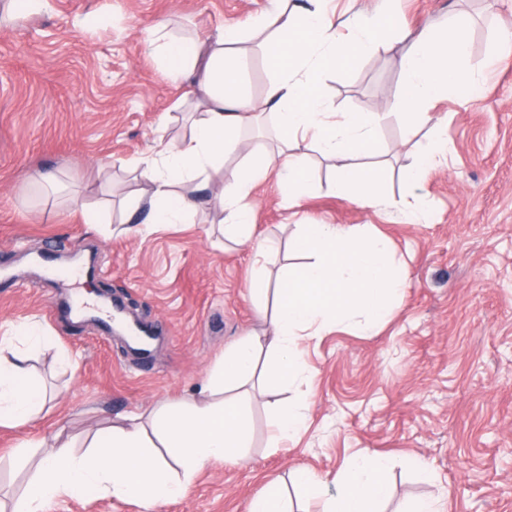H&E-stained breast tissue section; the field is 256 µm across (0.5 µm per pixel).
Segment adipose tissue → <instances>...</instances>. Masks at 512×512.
<instances>
[{
	"mask_svg": "<svg viewBox=\"0 0 512 512\" xmlns=\"http://www.w3.org/2000/svg\"><path fill=\"white\" fill-rule=\"evenodd\" d=\"M320 2L309 0L289 11L276 9L257 21L272 36L265 60L274 77L264 105L273 111L280 133V147L274 153L239 137L240 128L253 120L256 106L242 91L245 63L234 50L238 32L221 30L203 41L182 40L171 37L165 24L154 27L147 49L172 79L190 81L195 118L189 136L168 143L157 155L133 159V170L144 187L127 199L131 213L146 211L151 224L186 221L198 201L183 193V184L197 182L203 191L213 177L225 176L220 204L230 222L223 234L249 244L255 259H263L274 243L253 234L252 185L269 171H278L284 203L296 206L310 186V172L303 163V151L310 146L322 155L349 159V166L337 172L338 195L363 207L384 205L379 172L356 163L376 152L382 116L332 111L321 93L322 76L387 49L390 32L398 31L410 47L399 62L404 88L394 107L401 122L414 127L429 118L422 110L426 102L461 94L473 82V74L460 65L468 53L466 26L452 21L439 29L400 31L385 8L355 15L349 22L351 32L345 35ZM230 150L242 152L245 164L228 174L224 156ZM293 247L308 255L309 263L284 276L275 289L259 276L247 282L264 328L225 353L223 364L207 379L203 400L162 406L145 422L137 416L113 420L96 432L89 452L82 455L61 430L50 440H36L44 454L16 512H48L57 498L87 490L133 500L143 512H155L159 504L185 495L196 474L212 461H245L249 427L240 402L230 393L256 377L261 355L272 357L282 380H301L309 372L300 350L302 340L346 322L372 333L391 315L408 286L386 239L368 230L305 224ZM269 298L274 301L270 308L265 305ZM41 334L38 324H20L0 335V345L33 346ZM26 363L24 353L15 348L12 356H0L1 427L27 425L45 403L30 382ZM388 466L383 455L359 452L349 461L324 512H374L389 495Z\"/></svg>",
	"mask_w": 512,
	"mask_h": 512,
	"instance_id": "adipose-tissue-1",
	"label": "adipose tissue"
}]
</instances>
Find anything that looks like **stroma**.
Masks as SVG:
<instances>
[{
	"instance_id": "35a3bbf8",
	"label": "stroma",
	"mask_w": 512,
	"mask_h": 512,
	"mask_svg": "<svg viewBox=\"0 0 512 512\" xmlns=\"http://www.w3.org/2000/svg\"><path fill=\"white\" fill-rule=\"evenodd\" d=\"M270 0H50L37 14L0 27V325L39 322L44 336L30 365L47 402L24 428L0 427V499L13 504L31 465L13 449L25 438L65 429L77 446L121 413L141 414L195 395L203 376L244 336L262 328L243 285L256 271L270 280L304 263L289 240L300 224L371 225L405 263L402 304L374 335L349 323L307 338V379L277 388L255 378L245 397L252 443L246 461L212 462L187 494L156 512H245L247 502L282 485L292 507L320 512L303 497L293 471L335 476L369 450L391 460L383 512H404L415 498L438 499L444 512H512V0H396L402 23L462 20L469 51L462 62L475 83L469 108L455 96L426 104L432 119L405 129L393 111L402 91L404 44L371 53L326 75L323 90L338 112H381L378 168L385 206H358L336 194L333 159L308 150L311 186L285 208L276 173L251 189L255 233L274 240L263 266L248 246L224 239L220 180L188 224L127 231L121 200L137 184L125 170L155 154L161 138L189 134L188 91L149 54L146 40L165 22L179 38L236 28L249 60L243 89L262 102L271 72L267 35L253 22ZM447 144V163L429 162L417 188L427 222L396 206L404 170ZM31 168L53 171L67 188L55 195L27 184ZM106 204L102 223H84L66 200ZM95 257L96 285L157 334L145 360L96 322L48 318L71 284L25 267V255ZM68 354L76 369L64 367ZM306 400L308 419L269 447L272 409ZM425 461V479L415 468ZM49 512H141L134 501L97 494L63 497Z\"/></svg>"
}]
</instances>
